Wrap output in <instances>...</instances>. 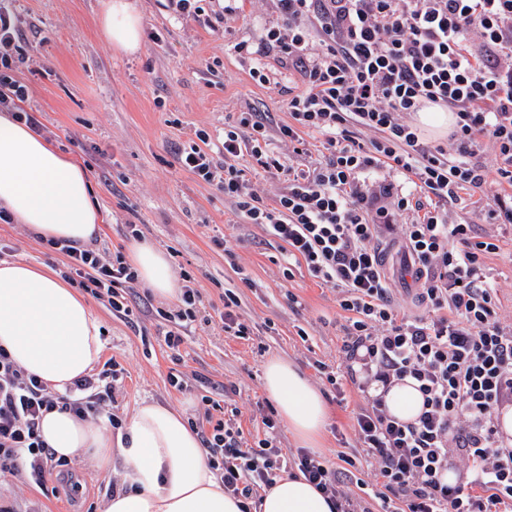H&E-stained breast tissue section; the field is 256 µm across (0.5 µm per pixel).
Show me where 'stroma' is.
<instances>
[{
	"mask_svg": "<svg viewBox=\"0 0 512 512\" xmlns=\"http://www.w3.org/2000/svg\"><path fill=\"white\" fill-rule=\"evenodd\" d=\"M104 3L0 0L19 32L24 61L15 76L28 89L25 109L39 113L44 137L78 157L91 178L103 221L98 248L109 257L129 252L126 227L140 225L142 242L162 250L176 273H189L200 294L196 319L176 353L166 345L171 324L162 317L175 302L135 283L134 293L152 309L128 320L108 303L88 298L104 330L102 361L117 360L126 370L113 393V414L128 421L140 402L153 400L184 412L199 428L206 424L201 398L208 395L222 410L238 409L245 438L263 435V417L278 415L263 388L264 367L279 356L302 371L329 407L320 455L371 481V460L353 428L363 395L349 383L336 391L320 371L324 365L337 370L343 360L348 314L335 291L304 266L289 265L280 244L237 219L223 192L181 170L171 153L174 143L191 144L199 129L213 143L222 142L225 118L243 112L266 113L273 129L289 123L288 91L301 88V74L272 51L260 62L276 81L259 85L250 76L255 62L234 49L242 41L258 44L279 22L276 0H243L239 16L230 21L217 16L210 0H201L192 18L176 15L170 0H136L142 36L134 55L112 49L102 35ZM510 192L506 185L468 192L448 209L449 223L473 225L476 236L497 240L498 251L483 263L498 284L497 310L506 325H512V224L490 223L488 212L497 196ZM0 245L5 260L42 264L56 273L64 269V256L47 253L24 225L0 220ZM228 288L249 336H228L219 326ZM174 375L184 379L185 389L171 385ZM68 464V484L0 475V497L40 500L45 512H103L118 474L83 457Z\"/></svg>",
	"mask_w": 512,
	"mask_h": 512,
	"instance_id": "stroma-1",
	"label": "stroma"
}]
</instances>
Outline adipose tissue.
<instances>
[{"label": "adipose tissue", "mask_w": 512, "mask_h": 512, "mask_svg": "<svg viewBox=\"0 0 512 512\" xmlns=\"http://www.w3.org/2000/svg\"><path fill=\"white\" fill-rule=\"evenodd\" d=\"M100 28L115 49H139L141 15L130 0H106ZM1 210L45 238L87 245L101 232L99 206L82 161L9 112L0 113ZM129 261L156 295H178L164 252L139 244ZM100 333L87 302L58 275L26 262H0V346L22 369L65 393L99 361ZM263 382L295 439L303 447H317L329 414L320 392L280 357L267 361ZM40 430L56 456H88L106 472L120 466L119 487L104 512H242L240 499L225 493L181 411L141 402L117 440L107 435L105 420H81L57 410L44 415ZM260 512L334 509L303 476L287 475L264 490Z\"/></svg>", "instance_id": "adipose-tissue-1"}]
</instances>
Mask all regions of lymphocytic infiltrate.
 <instances>
[{"mask_svg":"<svg viewBox=\"0 0 512 512\" xmlns=\"http://www.w3.org/2000/svg\"><path fill=\"white\" fill-rule=\"evenodd\" d=\"M282 24L258 47L238 52H282L303 77L288 99L292 123L278 127L295 155L307 154L304 132L323 136L324 161L284 166L270 148L265 121L244 112L224 127V159L215 161L210 136L176 149L179 167L221 190L246 223L285 244L289 259L320 284L333 287L349 312L343 373L364 394L355 417L357 440L375 462L382 512H512V437L500 412L512 406V328L498 315L497 289L484 269L496 252L491 238H475L466 224L447 220L445 205L490 178L512 185V0H277ZM16 24L0 10V110L41 131L24 109L27 92L12 75ZM428 107L453 112L447 141L425 142L407 122ZM369 134L368 144L356 136ZM490 144L497 168L477 161ZM250 156L286 186L266 204L237 164ZM403 175L424 201L395 193L389 183L369 185L380 167ZM413 220L396 224L398 213ZM399 243L416 273L411 313H402L385 270L384 238ZM42 245L63 254L62 277L113 311L131 316L125 297L137 280L123 255L62 239ZM119 363L73 381L65 394L50 390L0 347V473L25 465L43 481L65 467L43 440L39 424L58 410L85 418L104 413L123 380ZM413 379L423 398L411 422L392 417L384 389ZM200 438L226 493L252 502L272 487L284 454L272 418L263 438L250 441L230 418H208ZM292 463L330 500L336 512H368L350 489V471L307 450Z\"/></svg>","mask_w":512,"mask_h":512,"instance_id":"f902f5d3","label":"lymphocytic infiltrate"}]
</instances>
